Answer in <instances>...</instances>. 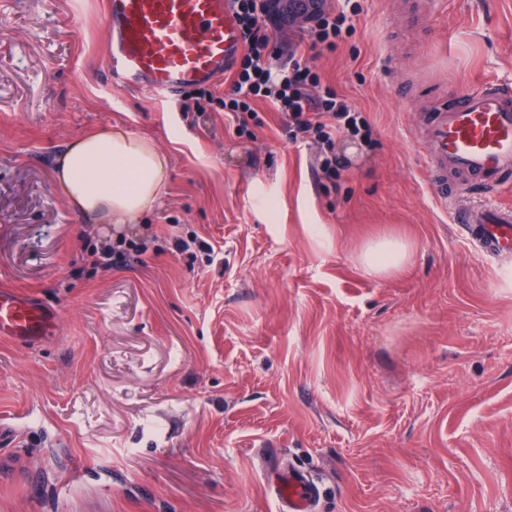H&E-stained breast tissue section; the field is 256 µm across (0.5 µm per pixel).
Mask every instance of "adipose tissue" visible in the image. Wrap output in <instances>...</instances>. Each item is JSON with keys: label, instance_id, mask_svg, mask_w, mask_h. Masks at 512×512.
Segmentation results:
<instances>
[{"label": "adipose tissue", "instance_id": "1", "mask_svg": "<svg viewBox=\"0 0 512 512\" xmlns=\"http://www.w3.org/2000/svg\"><path fill=\"white\" fill-rule=\"evenodd\" d=\"M53 177L70 206L88 220L136 224L165 198L169 159L155 143L115 126L94 130L58 153ZM406 243L384 239L364 247L363 268L384 274L404 265Z\"/></svg>", "mask_w": 512, "mask_h": 512}]
</instances>
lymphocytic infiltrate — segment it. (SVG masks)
<instances>
[{"label": "lymphocytic infiltrate", "instance_id": "1", "mask_svg": "<svg viewBox=\"0 0 512 512\" xmlns=\"http://www.w3.org/2000/svg\"><path fill=\"white\" fill-rule=\"evenodd\" d=\"M231 8L241 34L242 53L231 64L233 74L224 109L237 116L239 134L256 138L263 122L254 104L270 103L303 138L321 143L319 169L327 179H336L337 136L347 132L371 143V124L345 97L324 84L306 61L295 58L288 66H273L270 28L277 18L269 0H231ZM353 31L352 15L328 8L318 11L313 24L302 33L301 42L308 53L316 56L336 50L343 36Z\"/></svg>", "mask_w": 512, "mask_h": 512}]
</instances>
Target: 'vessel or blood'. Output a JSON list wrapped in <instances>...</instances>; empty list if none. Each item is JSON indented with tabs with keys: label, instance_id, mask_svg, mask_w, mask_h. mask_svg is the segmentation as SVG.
I'll list each match as a JSON object with an SVG mask.
<instances>
[{
	"label": "vessel or blood",
	"instance_id": "vessel-or-blood-1",
	"mask_svg": "<svg viewBox=\"0 0 512 512\" xmlns=\"http://www.w3.org/2000/svg\"><path fill=\"white\" fill-rule=\"evenodd\" d=\"M111 81L146 95H173L223 76L241 35L228 0H106ZM426 179L451 223L492 255L512 254V206L496 196L512 172V88L486 79L429 112L422 133ZM483 194L458 202L457 177ZM58 312L39 297L0 289V339L34 344L55 336ZM278 512H315L319 490L296 470L274 479Z\"/></svg>",
	"mask_w": 512,
	"mask_h": 512
}]
</instances>
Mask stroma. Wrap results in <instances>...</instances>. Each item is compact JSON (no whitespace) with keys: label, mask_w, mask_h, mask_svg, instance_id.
Instances as JSON below:
<instances>
[{"label":"stroma","mask_w":512,"mask_h":512,"mask_svg":"<svg viewBox=\"0 0 512 512\" xmlns=\"http://www.w3.org/2000/svg\"><path fill=\"white\" fill-rule=\"evenodd\" d=\"M355 31L312 64L373 128L292 142L224 80L173 101L104 85L105 0H0V289L42 297L56 336L0 340V512H276L307 471L318 512H512V257L436 204L419 127L490 77L512 84V0H351ZM169 158L138 224H92L52 175L91 129ZM148 251L92 272L86 248ZM410 246L399 270L368 243ZM190 242L188 251L177 240ZM408 256L409 247L406 243L384 239L365 246L360 262L367 272L384 274L402 267Z\"/></svg>","instance_id":"stroma-1"}]
</instances>
